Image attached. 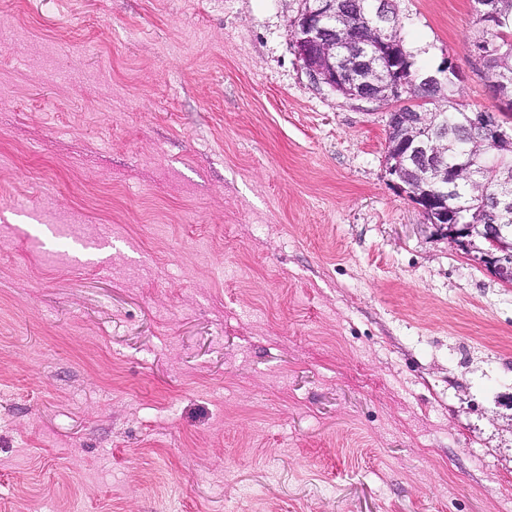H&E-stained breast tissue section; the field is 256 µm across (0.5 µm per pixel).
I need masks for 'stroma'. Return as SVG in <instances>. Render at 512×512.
Masks as SVG:
<instances>
[{
	"instance_id": "obj_1",
	"label": "stroma",
	"mask_w": 512,
	"mask_h": 512,
	"mask_svg": "<svg viewBox=\"0 0 512 512\" xmlns=\"http://www.w3.org/2000/svg\"><path fill=\"white\" fill-rule=\"evenodd\" d=\"M396 4L498 111L470 0ZM298 9L0 0V512H512V285Z\"/></svg>"
}]
</instances>
